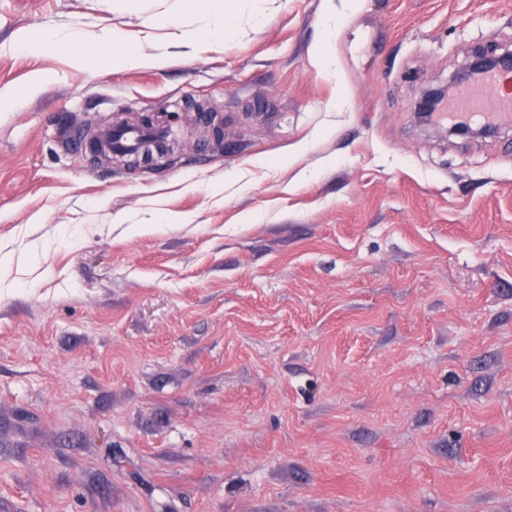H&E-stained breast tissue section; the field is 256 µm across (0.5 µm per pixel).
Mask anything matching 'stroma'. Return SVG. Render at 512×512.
<instances>
[{
  "instance_id": "obj_1",
  "label": "stroma",
  "mask_w": 512,
  "mask_h": 512,
  "mask_svg": "<svg viewBox=\"0 0 512 512\" xmlns=\"http://www.w3.org/2000/svg\"><path fill=\"white\" fill-rule=\"evenodd\" d=\"M260 5L193 52L182 0H0V90L49 77L0 116V512H512V127L414 112L512 0ZM76 28L167 63L16 45ZM146 112L171 161H93ZM123 41V35L120 31L110 29L103 32L96 38L95 44L105 48L112 60V65L118 68L144 67V66H162L166 63L165 56L145 57L135 49L118 48ZM112 47L116 48L112 52Z\"/></svg>"
}]
</instances>
